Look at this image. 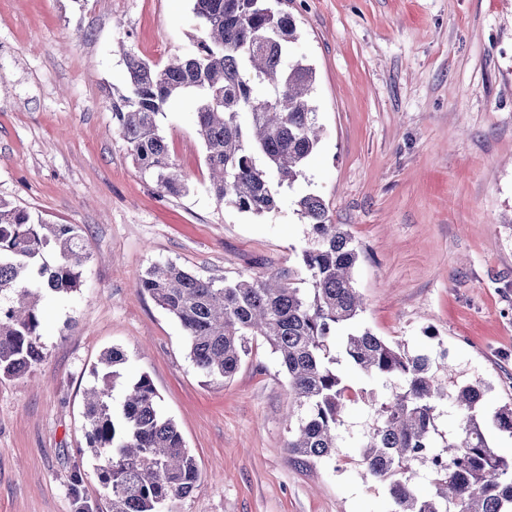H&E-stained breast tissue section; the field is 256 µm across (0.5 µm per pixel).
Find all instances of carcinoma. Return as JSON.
<instances>
[{"mask_svg": "<svg viewBox=\"0 0 512 512\" xmlns=\"http://www.w3.org/2000/svg\"><path fill=\"white\" fill-rule=\"evenodd\" d=\"M193 14L200 35L190 51L162 66L124 53L128 93L112 102L113 124L140 172L159 192L178 195L188 188L158 117L172 101L189 103L214 198L240 213L270 212L321 140L310 101L315 71L288 55L296 23L271 0H193ZM297 205L307 231L294 265L223 282L160 262L135 287L179 322L194 367L210 383L231 379L258 344L277 356L288 382L295 462L336 458L346 407L366 399L374 421L357 451L367 473L387 485L391 512H512V458L491 443L494 430L512 434V406L486 411L478 383L448 392L430 351L411 352L363 326L354 279L360 251L351 234L332 222L321 197L306 194ZM87 260L78 225L36 221L0 199V380L42 361L40 301L77 291ZM125 362L113 348L93 369L86 444L110 512H173L200 472L147 375L114 405L117 366ZM343 363L399 385L380 400L359 393L346 383ZM447 398L465 423L437 452L434 414ZM416 463L435 473L434 492L413 486Z\"/></svg>", "mask_w": 512, "mask_h": 512, "instance_id": "carcinoma-1", "label": "carcinoma"}]
</instances>
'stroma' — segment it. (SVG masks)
I'll return each instance as SVG.
<instances>
[{"mask_svg": "<svg viewBox=\"0 0 512 512\" xmlns=\"http://www.w3.org/2000/svg\"><path fill=\"white\" fill-rule=\"evenodd\" d=\"M294 57L316 71L323 135L276 210L241 213L208 190L196 115L160 130L186 178L160 195L112 129L124 51L156 64L196 35L192 0H0V199L79 225V291L41 304L45 357L0 380V512H109L86 447L83 394L100 355L127 354L114 391L148 375L200 479L178 512H388L356 445L373 422L351 404L339 462H292L288 383L259 347L209 383L180 324L135 278L151 263L233 281L291 266L320 196L360 251L364 324L443 355L487 409L512 405V0H285Z\"/></svg>", "mask_w": 512, "mask_h": 512, "instance_id": "35a3bbf8", "label": "stroma"}]
</instances>
